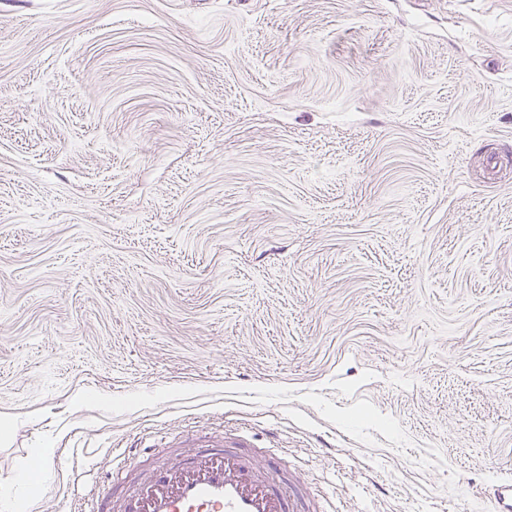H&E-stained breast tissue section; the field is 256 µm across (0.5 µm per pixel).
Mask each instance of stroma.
I'll return each mask as SVG.
<instances>
[{"mask_svg": "<svg viewBox=\"0 0 512 512\" xmlns=\"http://www.w3.org/2000/svg\"><path fill=\"white\" fill-rule=\"evenodd\" d=\"M241 427L341 512L512 475V0H0V484Z\"/></svg>", "mask_w": 512, "mask_h": 512, "instance_id": "stroma-1", "label": "stroma"}]
</instances>
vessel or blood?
<instances>
[{
    "instance_id": "obj_1",
    "label": "vessel or blood",
    "mask_w": 512,
    "mask_h": 512,
    "mask_svg": "<svg viewBox=\"0 0 512 512\" xmlns=\"http://www.w3.org/2000/svg\"><path fill=\"white\" fill-rule=\"evenodd\" d=\"M170 442L191 456L133 483L126 462L136 450L125 449L110 482L87 496L80 512H311L309 500L282 481L278 461L251 452L247 431L228 437L202 431ZM487 504L489 512H512L511 478L491 483Z\"/></svg>"
}]
</instances>
